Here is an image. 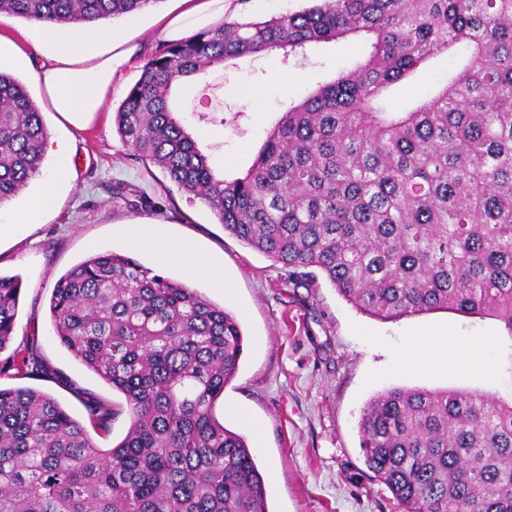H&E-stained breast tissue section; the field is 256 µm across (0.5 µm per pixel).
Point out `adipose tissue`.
<instances>
[{"label": "adipose tissue", "instance_id": "adipose-tissue-1", "mask_svg": "<svg viewBox=\"0 0 512 512\" xmlns=\"http://www.w3.org/2000/svg\"><path fill=\"white\" fill-rule=\"evenodd\" d=\"M224 2L173 0L171 9L157 16L155 24L165 40L178 42L223 17ZM28 48L34 52L29 74L43 90L48 108L78 130L102 112L126 68L141 52L128 28L81 26L64 37L55 24L40 23L29 30L23 44L7 45L0 41V68ZM46 150L55 158L53 170L42 176L40 191L28 198L24 209L13 215L10 223L0 225V237L15 233L21 225L39 223L55 209L59 185L70 181L74 143L52 140ZM120 233L130 248L152 251L160 263L179 266L186 283H193L207 272L216 287H224V276L210 259L172 239L163 225L135 222L122 226ZM488 350L485 341L422 336L416 339L411 351L402 354L401 360L420 368L436 367L450 359L483 372L492 366Z\"/></svg>", "mask_w": 512, "mask_h": 512}]
</instances>
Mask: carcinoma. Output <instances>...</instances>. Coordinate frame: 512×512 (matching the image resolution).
<instances>
[{
  "instance_id": "carcinoma-1",
  "label": "carcinoma",
  "mask_w": 512,
  "mask_h": 512,
  "mask_svg": "<svg viewBox=\"0 0 512 512\" xmlns=\"http://www.w3.org/2000/svg\"><path fill=\"white\" fill-rule=\"evenodd\" d=\"M159 0H0V15L83 26ZM357 36L364 58L288 103L240 177L218 175L177 117L176 82ZM466 55L428 96L387 108L432 59ZM122 143L284 268L322 274L382 320L434 310L493 316L512 339V0H317L224 22L148 59L116 112ZM48 131L0 71V204L40 175ZM19 278L0 274V352ZM60 343L124 395L109 450L50 394L0 387V512H269L246 439L217 401L238 372L237 318L195 289L112 252L60 276ZM104 425L117 412L87 405ZM367 469L404 512H512V401L393 388L359 421Z\"/></svg>"
}]
</instances>
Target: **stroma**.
Segmentation results:
<instances>
[{"instance_id":"stroma-1","label":"stroma","mask_w":512,"mask_h":512,"mask_svg":"<svg viewBox=\"0 0 512 512\" xmlns=\"http://www.w3.org/2000/svg\"><path fill=\"white\" fill-rule=\"evenodd\" d=\"M364 53L362 41L349 40L318 47L304 61L244 60L185 79L174 98L186 127L206 131L201 151L232 179L251 166L290 100ZM140 69V63L132 64L123 89L113 93L86 131L63 130L54 113L43 114L50 137L64 135L77 145L74 178L56 213L0 243V273L19 276L21 282L11 346L44 362L49 372L10 370L0 375V386L44 391L83 421L88 402L103 400L120 414L105 428L91 429L92 439L107 450L125 435L130 420L121 412L123 395L61 345L52 331L49 300L56 279L92 252L127 253L118 226L157 221L173 239L209 255L230 284L226 291L216 288L204 274L194 286L234 314L243 328L240 367L224 389L218 415L238 433L243 427L236 410H245L261 425V436L249 437L248 443L266 479L269 512H402L364 464L358 426L364 407L375 394L394 387L510 397L512 372L503 362L512 352V339L491 316L435 310L393 321L370 317L325 278L307 287L302 273L289 272L225 232L204 204L188 199L122 144L114 113ZM286 76L291 85L283 84ZM213 83L221 86L223 108L204 104L206 87ZM418 333L488 341L493 369L478 376L457 365L394 367L395 355L406 351Z\"/></svg>"}]
</instances>
